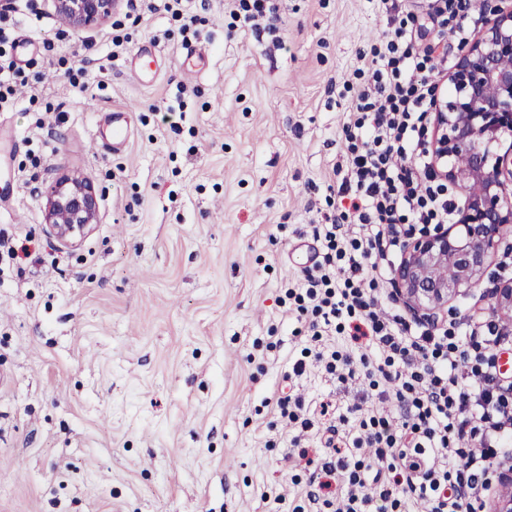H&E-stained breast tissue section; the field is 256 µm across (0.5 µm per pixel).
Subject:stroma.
Here are the masks:
<instances>
[{
	"instance_id": "35a3bbf8",
	"label": "stroma",
	"mask_w": 512,
	"mask_h": 512,
	"mask_svg": "<svg viewBox=\"0 0 512 512\" xmlns=\"http://www.w3.org/2000/svg\"><path fill=\"white\" fill-rule=\"evenodd\" d=\"M184 5L203 20L204 74L181 70L176 24L143 6L124 50L106 23L62 46L96 70L86 93L36 51L0 111L17 137L0 239L30 250L18 266L0 248V512H313L276 400L362 396L312 359L293 374L308 338L282 298L329 211L339 132L388 16L376 0H279L277 42L230 29L233 0ZM145 42L163 61L148 86L128 68ZM122 107L129 143L97 152L99 121ZM66 173L94 185L100 213L73 245L44 222Z\"/></svg>"
}]
</instances>
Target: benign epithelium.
Returning a JSON list of instances; mask_svg holds the SVG:
<instances>
[{
  "label": "benign epithelium",
  "mask_w": 512,
  "mask_h": 512,
  "mask_svg": "<svg viewBox=\"0 0 512 512\" xmlns=\"http://www.w3.org/2000/svg\"><path fill=\"white\" fill-rule=\"evenodd\" d=\"M66 24L87 30L112 17L118 0H51ZM449 94H435L429 150L438 175L463 193L459 219L411 236L393 281L407 306L429 321L448 301L479 285L512 225V4L498 8L448 73ZM467 156L460 165L457 158ZM45 221L66 243L99 221L93 185L64 176L47 196ZM512 313V282L495 289Z\"/></svg>",
  "instance_id": "1"
}]
</instances>
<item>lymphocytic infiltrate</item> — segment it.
Masks as SVG:
<instances>
[{
  "label": "lymphocytic infiltrate",
  "mask_w": 512,
  "mask_h": 512,
  "mask_svg": "<svg viewBox=\"0 0 512 512\" xmlns=\"http://www.w3.org/2000/svg\"><path fill=\"white\" fill-rule=\"evenodd\" d=\"M389 29L366 64L368 81L349 103L341 151L345 167L329 190L336 215L315 225L314 260L296 287L290 310L304 319L312 344L307 358L340 382L354 362L381 374L364 398L392 403L399 419L363 413L361 405L301 398L277 400L280 418L301 433L316 430L328 453L316 466L308 500L318 512H475L490 483L491 459L512 432V381L499 366L512 334L472 310L444 325L410 322L392 309L387 272L378 261L403 252L417 228L451 223L457 207L438 179L427 147L434 77L448 68L432 33L467 36L469 0H378ZM16 17L0 12V106L13 102L26 78L16 65ZM345 338L344 348L325 337Z\"/></svg>",
  "instance_id": "f902f5d3"
}]
</instances>
